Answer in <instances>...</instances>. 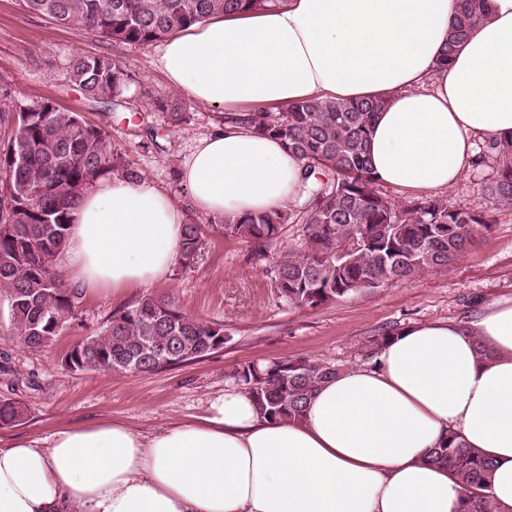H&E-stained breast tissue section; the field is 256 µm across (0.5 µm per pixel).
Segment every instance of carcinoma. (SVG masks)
<instances>
[{"mask_svg":"<svg viewBox=\"0 0 512 512\" xmlns=\"http://www.w3.org/2000/svg\"><path fill=\"white\" fill-rule=\"evenodd\" d=\"M441 64L470 29L487 15L488 0H458ZM24 7L55 21L99 33L109 41L149 45L211 16L267 11L288 0H23ZM70 80L89 102L119 104L129 75L108 54L74 56ZM379 100L312 98L283 112L270 109L225 117L253 133L280 140L304 168L303 245L281 255L273 284L281 297L299 308L324 306L364 287L408 281L446 267L466 253L481 230L495 222L492 212L512 211V133L488 141L495 165L483 191L490 210L475 213L439 197L396 204L378 190L367 152ZM12 127L0 147V294L18 342L43 350L77 318V289L57 267L72 214L82 191L109 174L130 179L139 174L112 149L109 135L79 113L52 99L0 106V124ZM288 213L220 216L214 222L224 237L265 245L288 223ZM201 227L184 225L180 257L194 256ZM224 325L187 314L175 299L146 295L112 315L100 333L72 345L61 369L116 372L122 361L139 359L140 371L203 358L220 350L212 339ZM347 367L323 360L288 358L265 366L244 364L231 378L245 387L260 412L272 419L298 420L320 385ZM0 372L10 388L22 380L0 353ZM24 415L20 402L0 400V425ZM427 462L448 468L466 488L461 512H502L489 494L492 462L455 432L428 450Z\"/></svg>","mask_w":512,"mask_h":512,"instance_id":"1","label":"carcinoma"}]
</instances>
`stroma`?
<instances>
[{
  "mask_svg": "<svg viewBox=\"0 0 512 512\" xmlns=\"http://www.w3.org/2000/svg\"><path fill=\"white\" fill-rule=\"evenodd\" d=\"M161 48L158 42L114 45L94 31L28 12L21 0H0V85L7 87L11 102L48 98L78 112L110 135L113 148L142 179L187 209L190 223L204 227L196 255L175 261L166 281L117 295L81 294L76 320L46 350L30 351L16 342L7 303L0 300V352H9L14 369L39 384L35 391L21 386L13 392L25 415L0 425V436L45 441L73 424L112 419L151 434L201 418L209 400L231 384L232 372L242 364L303 357L358 367L383 328L465 321L490 303L512 297V212H503L450 266L408 282L364 287L316 309L289 304L275 288L271 270L285 250L298 247L301 226L289 221L276 240L257 247L224 238L209 227V215L191 209L180 166L197 140L223 125L224 115L167 84ZM79 53L112 55L127 71L122 106L109 111L88 102L70 82V62ZM159 97L177 101L178 115L157 111ZM492 166L489 159L470 165L444 199L485 211L482 185ZM148 292L171 295L185 312L223 324L228 336L223 350L136 377L60 369L58 360L71 345L101 332L113 313Z\"/></svg>",
  "mask_w": 512,
  "mask_h": 512,
  "instance_id": "obj_1",
  "label": "stroma"
}]
</instances>
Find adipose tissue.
I'll return each mask as SVG.
<instances>
[{
	"label": "adipose tissue",
	"mask_w": 512,
	"mask_h": 512,
	"mask_svg": "<svg viewBox=\"0 0 512 512\" xmlns=\"http://www.w3.org/2000/svg\"><path fill=\"white\" fill-rule=\"evenodd\" d=\"M456 10L457 0H288L203 20L165 42L160 64L170 87L231 112L380 100L368 142L378 181L447 190L475 138L512 131V0H489L443 66ZM180 178L195 210L239 216L295 198L302 164L229 125L197 142ZM186 222L147 181L99 179L69 229L72 287L116 294L164 280ZM451 430L493 461L489 492L512 512V298L400 330L375 367L321 385L298 421L264 417L229 386L200 420L150 436L104 420L44 448L0 440V512H459L462 485L425 460Z\"/></svg>",
	"instance_id": "obj_1"
}]
</instances>
